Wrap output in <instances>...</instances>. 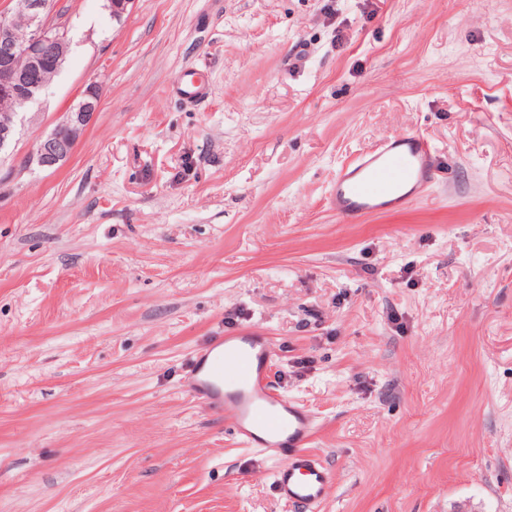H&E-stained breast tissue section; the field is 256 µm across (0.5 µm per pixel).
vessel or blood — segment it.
Masks as SVG:
<instances>
[{"label":"vessel or blood","mask_w":512,"mask_h":512,"mask_svg":"<svg viewBox=\"0 0 512 512\" xmlns=\"http://www.w3.org/2000/svg\"><path fill=\"white\" fill-rule=\"evenodd\" d=\"M188 102L206 97L202 77L189 75L171 86ZM436 151L417 133L386 140L337 170L329 204L338 218L360 221L391 206L407 207L433 181ZM276 346L266 333L247 328L217 336L195 355L188 393L223 416L239 444L278 457L273 473L277 498L294 512H315L334 474L311 450L317 420L271 382Z\"/></svg>","instance_id":"vessel-or-blood-1"}]
</instances>
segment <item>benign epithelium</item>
Here are the masks:
<instances>
[{
    "label": "benign epithelium",
    "mask_w": 512,
    "mask_h": 512,
    "mask_svg": "<svg viewBox=\"0 0 512 512\" xmlns=\"http://www.w3.org/2000/svg\"><path fill=\"white\" fill-rule=\"evenodd\" d=\"M12 7L0 14V99L14 104L0 111V151L16 137L20 114L44 96L49 72L65 62L70 46L68 34L49 24L53 0H9ZM21 18L28 34L19 38L15 20ZM103 91L89 84L82 97L66 110L64 119L36 148L39 166L63 164L92 122L102 103Z\"/></svg>",
    "instance_id": "1"
}]
</instances>
